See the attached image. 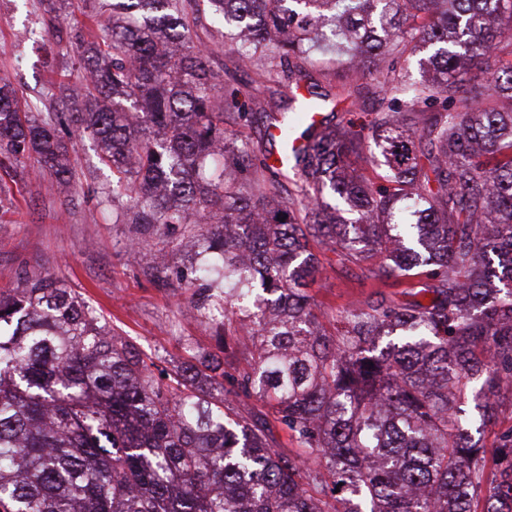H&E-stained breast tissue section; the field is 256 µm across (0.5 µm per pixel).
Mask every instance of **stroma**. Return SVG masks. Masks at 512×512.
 Here are the masks:
<instances>
[{"instance_id":"stroma-1","label":"stroma","mask_w":512,"mask_h":512,"mask_svg":"<svg viewBox=\"0 0 512 512\" xmlns=\"http://www.w3.org/2000/svg\"><path fill=\"white\" fill-rule=\"evenodd\" d=\"M223 31L206 13L193 39L212 48V67L225 89L252 86L254 69L227 51ZM74 61V49L45 32L38 0H0V78L12 83L24 111L40 114L61 85L77 82ZM68 156L76 183L66 195L50 187L35 163L0 170V291L16 287L23 273L47 270L82 293L114 332L157 355L159 368L169 371L197 351H216V324L176 276L189 264V247L160 231L131 250L136 233L123 221L130 201L113 194L112 172L93 141L72 140ZM320 258L326 272L308 292L322 310L369 295L372 283L359 269L337 268L328 250Z\"/></svg>"}]
</instances>
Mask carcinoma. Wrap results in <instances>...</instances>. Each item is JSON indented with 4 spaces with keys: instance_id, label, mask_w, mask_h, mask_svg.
Returning <instances> with one entry per match:
<instances>
[{
    "instance_id": "carcinoma-1",
    "label": "carcinoma",
    "mask_w": 512,
    "mask_h": 512,
    "mask_svg": "<svg viewBox=\"0 0 512 512\" xmlns=\"http://www.w3.org/2000/svg\"><path fill=\"white\" fill-rule=\"evenodd\" d=\"M39 3L82 80L36 118L0 78V165L67 190L91 137L124 223L198 247L179 279L236 350L157 378L53 274L1 292L0 512H512V426L482 439L512 393V0H102L128 13L96 41ZM203 8L305 88L262 113L279 139L191 44ZM321 48L377 82L365 129L301 85ZM315 245L376 290L325 318Z\"/></svg>"
}]
</instances>
